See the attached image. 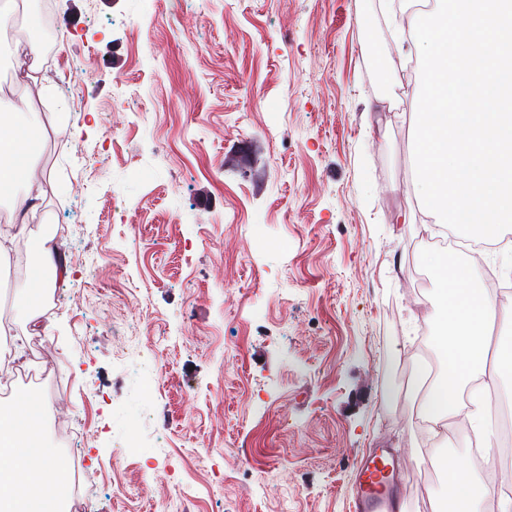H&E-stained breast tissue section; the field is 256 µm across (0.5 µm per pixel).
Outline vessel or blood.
<instances>
[{"mask_svg": "<svg viewBox=\"0 0 512 512\" xmlns=\"http://www.w3.org/2000/svg\"><path fill=\"white\" fill-rule=\"evenodd\" d=\"M398 472L391 449L380 448L357 461L351 488L355 512H401Z\"/></svg>", "mask_w": 512, "mask_h": 512, "instance_id": "vessel-or-blood-1", "label": "vessel or blood"}]
</instances>
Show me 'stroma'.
<instances>
[{"instance_id":"1","label":"stroma","mask_w":512,"mask_h":512,"mask_svg":"<svg viewBox=\"0 0 512 512\" xmlns=\"http://www.w3.org/2000/svg\"><path fill=\"white\" fill-rule=\"evenodd\" d=\"M52 9L50 62L27 80L50 130L32 162L84 265L54 291L33 396L47 446L99 473L87 512H350L374 448L402 452L403 512L444 503L447 481L418 492L415 466L469 443L425 448L415 426L418 276L436 255L412 186L417 97L382 0ZM70 62L94 72L78 111L53 92ZM244 140L256 151L230 157ZM131 441L152 464L121 485L141 462Z\"/></svg>"}]
</instances>
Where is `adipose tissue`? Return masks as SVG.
I'll use <instances>...</instances> for the list:
<instances>
[{"instance_id": "1", "label": "adipose tissue", "mask_w": 512, "mask_h": 512, "mask_svg": "<svg viewBox=\"0 0 512 512\" xmlns=\"http://www.w3.org/2000/svg\"><path fill=\"white\" fill-rule=\"evenodd\" d=\"M24 103L0 96V186L23 182L11 214L17 234H24L30 215L42 205L41 180L30 159L49 138L48 129L31 122ZM435 294L429 297L433 343L446 370L427 403L437 418L459 416L476 429L490 431L492 417L484 409L468 408L457 399L461 385L477 382L480 390L498 389L512 376V342L490 347L491 317L512 324V308L499 304L463 266L435 263ZM43 411L30 396L0 405V512H60L59 494L69 474L59 456L42 446Z\"/></svg>"}]
</instances>
